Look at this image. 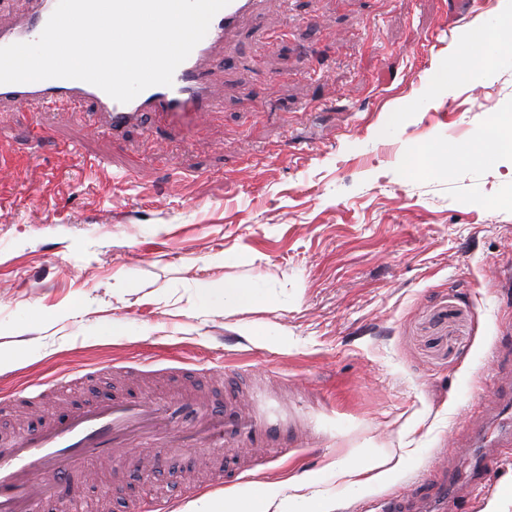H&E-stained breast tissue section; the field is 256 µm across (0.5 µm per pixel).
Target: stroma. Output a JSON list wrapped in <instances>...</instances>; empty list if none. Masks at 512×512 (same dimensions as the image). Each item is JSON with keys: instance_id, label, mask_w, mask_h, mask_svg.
Instances as JSON below:
<instances>
[{"instance_id": "obj_1", "label": "stroma", "mask_w": 512, "mask_h": 512, "mask_svg": "<svg viewBox=\"0 0 512 512\" xmlns=\"http://www.w3.org/2000/svg\"><path fill=\"white\" fill-rule=\"evenodd\" d=\"M503 6L452 21L448 0H266L212 72L215 121L115 140L72 112L0 108V439L95 396L170 398L173 365L197 370L189 390L212 406L228 364L287 382L306 430L230 483L226 453L95 460L46 512H133L157 494L173 512L201 494L263 512L295 479L318 496L285 512H360L422 476L404 512L450 482L447 512H483L512 487V460L489 486L463 481L512 394V152L487 155L484 139L512 109V51L461 64ZM448 145L454 165H435ZM224 280L268 296L194 307L195 288ZM114 356L147 371L121 378ZM87 365L93 381L8 396ZM378 463L379 482L337 476Z\"/></svg>"}]
</instances>
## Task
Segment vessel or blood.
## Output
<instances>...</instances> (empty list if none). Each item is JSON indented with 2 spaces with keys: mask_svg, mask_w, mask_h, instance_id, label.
Segmentation results:
<instances>
[{
  "mask_svg": "<svg viewBox=\"0 0 512 512\" xmlns=\"http://www.w3.org/2000/svg\"><path fill=\"white\" fill-rule=\"evenodd\" d=\"M261 0H231L212 19L204 39L181 63L169 86H153L121 103L80 80L47 79L0 84V105L38 103L45 111L81 112L96 130L117 137L133 125L155 126L183 113L200 117L223 110L209 90L203 66L236 35L243 18L256 15ZM57 0H29L28 10L0 25V47L36 40ZM194 448L200 451L256 446L277 457L288 446L279 407L263 401L261 411L226 398L223 410L202 408L191 394L164 401L110 396L88 401L52 423L30 429L0 445V512H34L56 496L57 487L81 477L93 459L122 455L129 445Z\"/></svg>",
  "mask_w": 512,
  "mask_h": 512,
  "instance_id": "b4317fda",
  "label": "vessel or blood"
}]
</instances>
